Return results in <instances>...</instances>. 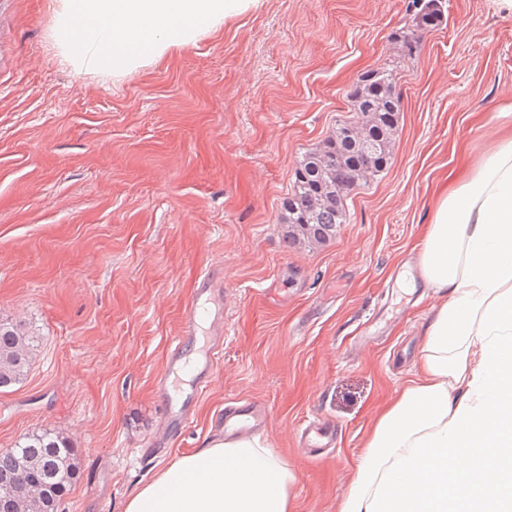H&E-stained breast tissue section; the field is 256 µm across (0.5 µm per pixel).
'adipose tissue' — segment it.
I'll use <instances>...</instances> for the list:
<instances>
[{"mask_svg": "<svg viewBox=\"0 0 512 512\" xmlns=\"http://www.w3.org/2000/svg\"><path fill=\"white\" fill-rule=\"evenodd\" d=\"M442 297L421 373L375 421L341 512H512V135L443 191L420 250ZM257 436L180 456L123 512H292Z\"/></svg>", "mask_w": 512, "mask_h": 512, "instance_id": "obj_1", "label": "adipose tissue"}]
</instances>
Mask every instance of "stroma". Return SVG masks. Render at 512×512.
I'll list each match as a JSON object with an SVG mask.
<instances>
[{"label":"stroma","instance_id":"1","mask_svg":"<svg viewBox=\"0 0 512 512\" xmlns=\"http://www.w3.org/2000/svg\"><path fill=\"white\" fill-rule=\"evenodd\" d=\"M409 0H257L118 78L75 71L51 36L59 0H0V321L38 336L0 390V451L70 441L62 512H123L183 454L261 403L295 475L294 512H340L372 421L419 373L438 295L419 247L445 180L494 148L512 103V11L439 0L398 63ZM396 64L392 158L347 197L323 244L278 214L297 162L343 121L361 73ZM224 267V345L166 443L156 383L197 277Z\"/></svg>","mask_w":512,"mask_h":512}]
</instances>
